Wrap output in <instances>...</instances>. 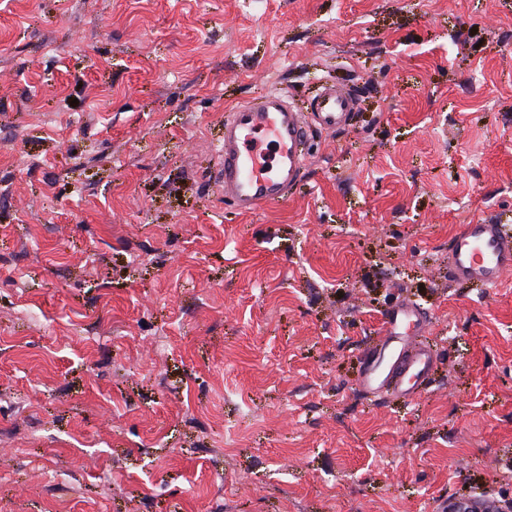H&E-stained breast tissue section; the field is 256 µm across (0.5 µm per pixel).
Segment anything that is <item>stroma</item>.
Segmentation results:
<instances>
[{"label": "stroma", "instance_id": "obj_1", "mask_svg": "<svg viewBox=\"0 0 512 512\" xmlns=\"http://www.w3.org/2000/svg\"><path fill=\"white\" fill-rule=\"evenodd\" d=\"M327 82L350 125L235 213L226 111ZM478 217L512 230V0H0V512L511 503L512 279L446 266ZM405 300L441 362L365 395ZM437 512H501L504 511L502 501L490 492L480 491L467 495H448V499L438 502Z\"/></svg>", "mask_w": 512, "mask_h": 512}]
</instances>
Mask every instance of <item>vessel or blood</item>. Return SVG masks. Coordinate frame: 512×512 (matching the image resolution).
Listing matches in <instances>:
<instances>
[{
  "mask_svg": "<svg viewBox=\"0 0 512 512\" xmlns=\"http://www.w3.org/2000/svg\"><path fill=\"white\" fill-rule=\"evenodd\" d=\"M356 99L346 88L325 84L306 107L281 90L268 91L224 117L218 153L224 163V202L251 214L287 199L303 178L305 144L312 130L335 133L348 126ZM448 280L494 288L512 277V231L473 219L461 226L447 257ZM429 321L411 302L385 313L379 333L364 349L357 384L373 397L418 399L433 376L438 354L426 335ZM490 492L449 495L436 512H502Z\"/></svg>",
  "mask_w": 512,
  "mask_h": 512,
  "instance_id": "vessel-or-blood-1",
  "label": "vessel or blood"
}]
</instances>
